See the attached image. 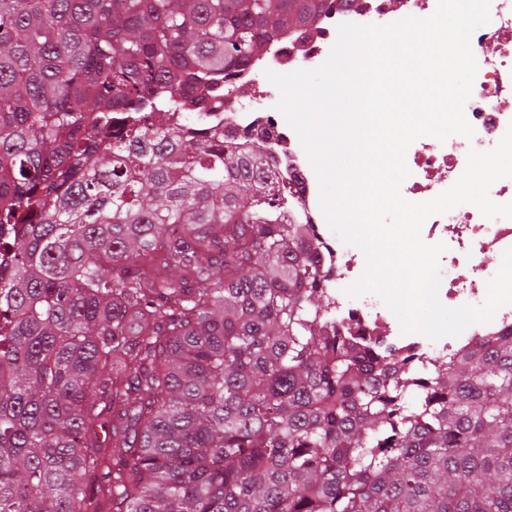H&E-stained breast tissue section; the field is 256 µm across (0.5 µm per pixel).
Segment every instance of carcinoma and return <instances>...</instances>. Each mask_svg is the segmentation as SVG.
<instances>
[{
    "label": "carcinoma",
    "mask_w": 512,
    "mask_h": 512,
    "mask_svg": "<svg viewBox=\"0 0 512 512\" xmlns=\"http://www.w3.org/2000/svg\"><path fill=\"white\" fill-rule=\"evenodd\" d=\"M327 8L0 0V512H512V332L422 380L346 335L210 116Z\"/></svg>",
    "instance_id": "obj_1"
}]
</instances>
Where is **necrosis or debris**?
Returning <instances> with one entry per match:
<instances>
[{"mask_svg":"<svg viewBox=\"0 0 512 512\" xmlns=\"http://www.w3.org/2000/svg\"><path fill=\"white\" fill-rule=\"evenodd\" d=\"M438 0H330L329 8L310 27L274 38L262 56L224 82V106L214 112L227 136L248 131L265 137L271 149L272 169L288 189L289 206L298 208L313 228L312 242L324 272L322 290L337 325L355 336H364L391 349L395 355L412 357L419 370L464 352L476 340L512 331V303L502 305L489 321L469 326L461 335L430 340L420 333L405 334L395 314L372 293L348 297L345 290L363 273L365 256L357 247L343 243L329 228L321 211L317 175L296 132L280 112L270 108L276 97L267 72L286 74L319 67L338 38L342 23L386 25L414 16L427 18ZM489 23L470 37L477 72L464 113L474 130L472 137L450 136L446 141L425 135L407 149L405 162L411 171L402 196L410 202L429 201L451 188L457 172L467 164L469 150L494 149L512 125V111L503 108L512 99V0H490ZM424 243L445 244L439 258V298L449 308L482 306L488 283L497 269L489 257L512 248V218H486L471 204L429 216L423 223Z\"/></svg>","mask_w":512,"mask_h":512,"instance_id":"4bbe7bcc","label":"necrosis or debris"}]
</instances>
